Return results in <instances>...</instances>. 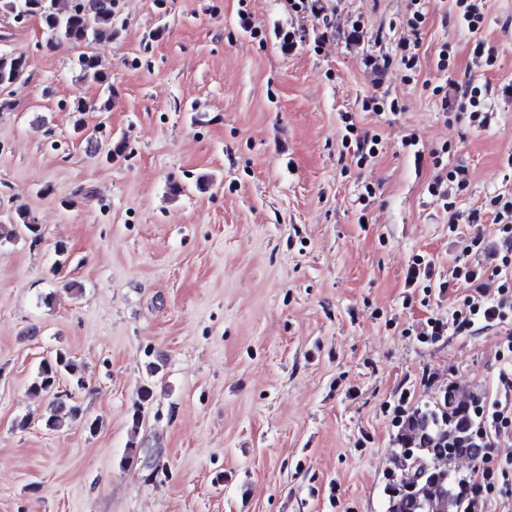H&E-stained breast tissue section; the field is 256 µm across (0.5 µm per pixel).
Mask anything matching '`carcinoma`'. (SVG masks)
<instances>
[{
	"mask_svg": "<svg viewBox=\"0 0 512 512\" xmlns=\"http://www.w3.org/2000/svg\"><path fill=\"white\" fill-rule=\"evenodd\" d=\"M15 16L38 17L54 48L64 42L79 46L85 43L110 41L118 34L114 25V0H3L0 4ZM83 77L100 85L107 76L96 55L83 53L78 57ZM32 66L24 53L0 55V92L19 83ZM39 228L26 212L17 213L16 223L0 224V242L12 240L21 233L37 241ZM76 386L84 385L75 365L62 353L43 359L36 377L29 386L33 394L50 393L65 376ZM479 398L468 392L461 394L453 386L445 388L431 402L415 407L401 424L393 457L394 470L388 473L385 490L389 492L388 512H461L466 492L464 478L453 474L452 464L461 458L474 462L483 460L486 444L474 431V409ZM81 408L69 399L54 401L44 426L60 430L82 420Z\"/></svg>",
	"mask_w": 512,
	"mask_h": 512,
	"instance_id": "1",
	"label": "carcinoma"
}]
</instances>
